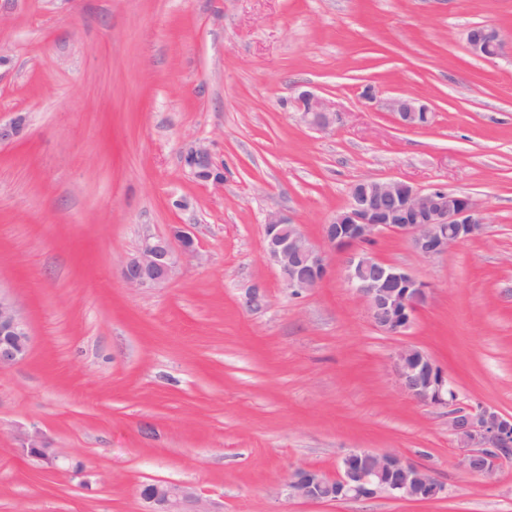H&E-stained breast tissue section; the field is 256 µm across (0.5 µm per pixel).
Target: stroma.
<instances>
[{
  "instance_id": "1",
  "label": "stroma",
  "mask_w": 512,
  "mask_h": 512,
  "mask_svg": "<svg viewBox=\"0 0 512 512\" xmlns=\"http://www.w3.org/2000/svg\"><path fill=\"white\" fill-rule=\"evenodd\" d=\"M478 24L502 57L472 55ZM0 58V120L24 124L0 144V288L31 334L0 369V512H143L155 481L210 512H512V462L492 482L465 470L447 409L405 395L391 363L418 347L458 408L512 415V0H7ZM305 88L335 127L301 123L289 100ZM401 96L431 124L399 126ZM193 144L223 183L193 177ZM365 178L469 195L485 222L433 258L394 234L372 244L429 286L400 335L371 323L341 254L295 297L264 250L271 212L321 244ZM178 224L198 257L128 287L141 235ZM33 430L87 480L24 455ZM355 448L428 467L448 493L287 495L292 471L336 474Z\"/></svg>"
}]
</instances>
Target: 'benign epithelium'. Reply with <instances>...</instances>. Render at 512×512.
<instances>
[{
    "label": "benign epithelium",
    "instance_id": "benign-epithelium-1",
    "mask_svg": "<svg viewBox=\"0 0 512 512\" xmlns=\"http://www.w3.org/2000/svg\"><path fill=\"white\" fill-rule=\"evenodd\" d=\"M467 42L478 57L501 56L504 41L491 27L474 26ZM296 111L312 129L328 130L336 124L330 111L315 93L304 90L294 98ZM389 109L402 127L422 128L429 124V108L415 98L397 97ZM190 171L202 183H224V171L208 149H188ZM484 222L476 202L468 195L442 186L428 189L397 180L363 179L352 186L346 206L324 225L323 245L312 244L298 225L270 213L264 222L265 253L277 268L284 287L294 296L317 288L326 278L327 251L346 254L344 281L366 305L368 317L379 330L402 334L427 298V284L407 270L376 258L365 246L383 233L406 237L421 255L434 257L455 244L482 235ZM181 243L175 252L167 237L146 234L136 255L122 267L121 274L132 288H154L172 279L179 255L198 254L186 228L176 230ZM28 324L13 297L0 291V369L23 362L30 351ZM400 390L407 396L436 407H451L457 393L447 375L420 349L405 345L393 356ZM448 424L462 464L471 473L491 482L499 461L512 456V416L487 406L449 413ZM23 452L47 469L58 470L67 456L46 447L39 433L25 436ZM288 495L315 501L358 500L386 496L400 500H429L448 494L428 468L414 464L397 453L376 454L355 449L341 459L336 474L310 468L293 471L285 485ZM148 504L145 512H210L195 490L184 484L157 481L141 489Z\"/></svg>",
    "mask_w": 512,
    "mask_h": 512
}]
</instances>
